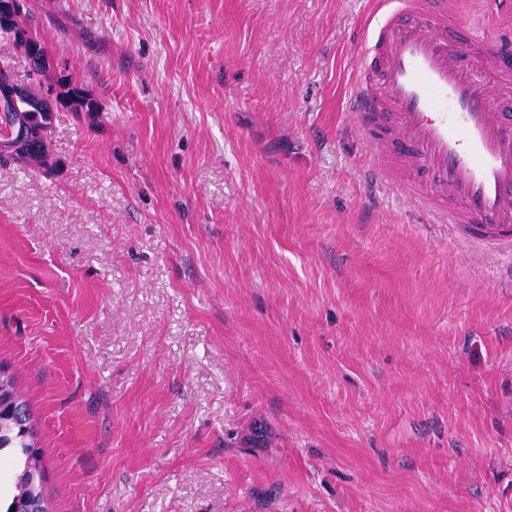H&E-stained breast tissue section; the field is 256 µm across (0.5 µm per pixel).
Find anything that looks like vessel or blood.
<instances>
[{
    "mask_svg": "<svg viewBox=\"0 0 512 512\" xmlns=\"http://www.w3.org/2000/svg\"><path fill=\"white\" fill-rule=\"evenodd\" d=\"M348 110L372 175L512 277V39L459 0H374Z\"/></svg>",
    "mask_w": 512,
    "mask_h": 512,
    "instance_id": "1",
    "label": "vessel or blood"
}]
</instances>
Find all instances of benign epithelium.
I'll return each mask as SVG.
<instances>
[{
	"instance_id": "obj_1",
	"label": "benign epithelium",
	"mask_w": 512,
	"mask_h": 512,
	"mask_svg": "<svg viewBox=\"0 0 512 512\" xmlns=\"http://www.w3.org/2000/svg\"><path fill=\"white\" fill-rule=\"evenodd\" d=\"M23 5L22 0H0V27L8 28ZM46 103V99H32L24 86L12 80L8 70L0 69V116H9L6 120L7 131L0 136V153L22 154L32 148L33 129L30 121L24 119L23 115L37 110L48 112Z\"/></svg>"
}]
</instances>
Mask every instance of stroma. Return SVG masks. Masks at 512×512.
I'll use <instances>...</instances> for the list:
<instances>
[{
    "mask_svg": "<svg viewBox=\"0 0 512 512\" xmlns=\"http://www.w3.org/2000/svg\"><path fill=\"white\" fill-rule=\"evenodd\" d=\"M27 7L99 106L0 159L54 512H512V285L370 176V0ZM13 160H15L18 163L24 164L28 167H34V168H52L57 166L59 163L58 160L50 161V147H49V141L42 144H37V147L33 150H29L27 152V155L24 158H15L13 156H9Z\"/></svg>",
    "mask_w": 512,
    "mask_h": 512,
    "instance_id": "35a3bbf8",
    "label": "stroma"
}]
</instances>
